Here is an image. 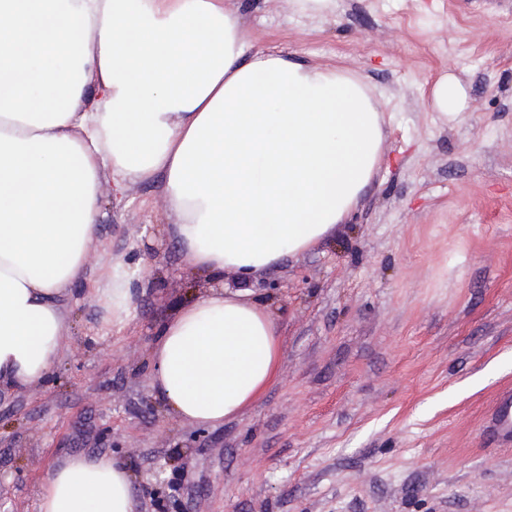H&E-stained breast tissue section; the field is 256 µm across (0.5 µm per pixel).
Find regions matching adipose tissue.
Segmentation results:
<instances>
[{
  "instance_id": "1",
  "label": "adipose tissue",
  "mask_w": 512,
  "mask_h": 512,
  "mask_svg": "<svg viewBox=\"0 0 512 512\" xmlns=\"http://www.w3.org/2000/svg\"><path fill=\"white\" fill-rule=\"evenodd\" d=\"M430 106H467L453 73ZM385 113L355 73L249 52L232 0H0V385L54 365L59 304L100 246L102 174L163 176L174 235L210 293L157 331L151 387L179 419L218 426L276 378L279 323L251 280L348 222L382 157ZM239 288L223 287L225 272ZM141 271L100 268L114 328ZM38 512H134L110 456L51 469Z\"/></svg>"
}]
</instances>
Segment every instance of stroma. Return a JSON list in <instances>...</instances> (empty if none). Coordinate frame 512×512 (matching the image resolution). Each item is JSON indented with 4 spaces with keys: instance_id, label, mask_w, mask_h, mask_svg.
I'll return each mask as SVG.
<instances>
[{
    "instance_id": "35a3bbf8",
    "label": "stroma",
    "mask_w": 512,
    "mask_h": 512,
    "mask_svg": "<svg viewBox=\"0 0 512 512\" xmlns=\"http://www.w3.org/2000/svg\"><path fill=\"white\" fill-rule=\"evenodd\" d=\"M236 0L248 42L365 76L386 112L382 163L348 223L257 274L274 306L276 381L234 420L198 427L151 388L157 328L211 283L172 232L163 179H102L86 277L47 377L0 388V512H38L48 471L108 455L144 512H512V449L485 432L512 387V0ZM464 82L448 123L437 78ZM144 269L122 329L89 281ZM467 91L461 79L453 73L442 74L434 83L430 106L449 121L458 120L467 106Z\"/></svg>"
}]
</instances>
